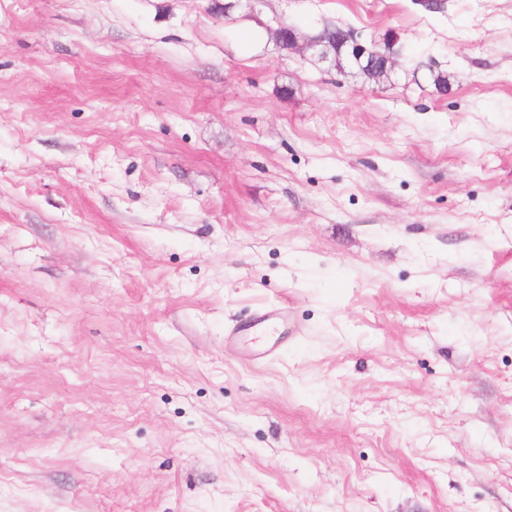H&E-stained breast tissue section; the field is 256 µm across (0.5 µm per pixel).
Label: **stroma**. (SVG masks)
I'll return each instance as SVG.
<instances>
[{
  "instance_id": "35a3bbf8",
  "label": "stroma",
  "mask_w": 512,
  "mask_h": 512,
  "mask_svg": "<svg viewBox=\"0 0 512 512\" xmlns=\"http://www.w3.org/2000/svg\"><path fill=\"white\" fill-rule=\"evenodd\" d=\"M0 512H512V0H0ZM304 44L314 57L331 67L344 70V64H347L356 67L365 76L375 79L384 75L375 76L374 70L383 67L387 74L396 67L397 58L401 55L400 51L393 49L390 41L385 42L383 46L375 41L367 44L355 30L349 31L342 40H337L334 30L324 28L320 33L308 36ZM377 45L385 49L383 54L377 51ZM343 50L344 57L340 58Z\"/></svg>"
}]
</instances>
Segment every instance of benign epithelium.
Here are the masks:
<instances>
[{
    "instance_id": "1",
    "label": "benign epithelium",
    "mask_w": 512,
    "mask_h": 512,
    "mask_svg": "<svg viewBox=\"0 0 512 512\" xmlns=\"http://www.w3.org/2000/svg\"><path fill=\"white\" fill-rule=\"evenodd\" d=\"M270 33L279 46H285L290 51L299 48L301 36L295 28L281 26L270 30ZM305 46L319 61L338 70L344 69L346 64L354 66L369 78L374 77V70L379 67L393 70L400 56V52L393 49L391 42H385V52L380 53L377 51L376 42L365 43L361 34L354 30L338 40L335 31L325 28L320 33L307 37Z\"/></svg>"
}]
</instances>
